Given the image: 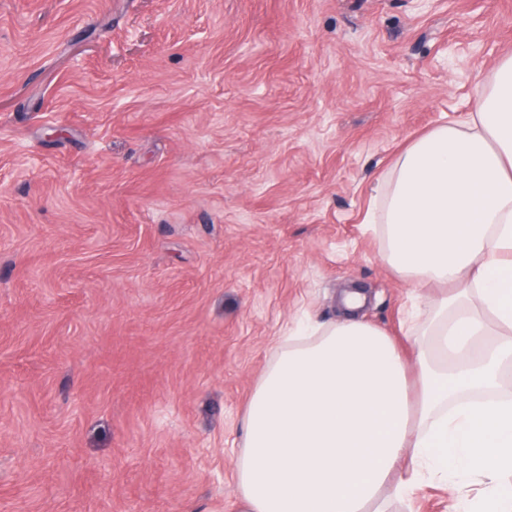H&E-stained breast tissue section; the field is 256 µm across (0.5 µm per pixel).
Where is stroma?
Returning <instances> with one entry per match:
<instances>
[{
    "label": "stroma",
    "mask_w": 512,
    "mask_h": 512,
    "mask_svg": "<svg viewBox=\"0 0 512 512\" xmlns=\"http://www.w3.org/2000/svg\"><path fill=\"white\" fill-rule=\"evenodd\" d=\"M512 0H0V512H235L280 336H400L365 223Z\"/></svg>",
    "instance_id": "obj_1"
}]
</instances>
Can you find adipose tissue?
<instances>
[{
  "label": "adipose tissue",
  "instance_id": "ef3b65f1",
  "mask_svg": "<svg viewBox=\"0 0 512 512\" xmlns=\"http://www.w3.org/2000/svg\"><path fill=\"white\" fill-rule=\"evenodd\" d=\"M372 216L413 289L406 365L343 292L340 321L281 337L243 415L238 512H387L424 486L453 512H512V56L471 112L395 158Z\"/></svg>",
  "mask_w": 512,
  "mask_h": 512
}]
</instances>
